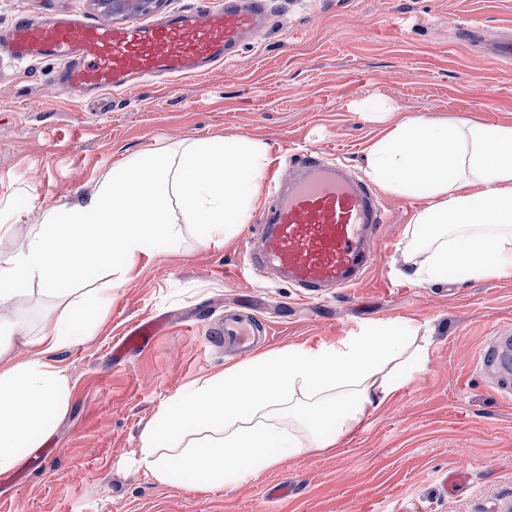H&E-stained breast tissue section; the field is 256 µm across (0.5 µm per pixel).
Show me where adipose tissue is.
Listing matches in <instances>:
<instances>
[{
  "instance_id": "obj_1",
  "label": "adipose tissue",
  "mask_w": 512,
  "mask_h": 512,
  "mask_svg": "<svg viewBox=\"0 0 512 512\" xmlns=\"http://www.w3.org/2000/svg\"><path fill=\"white\" fill-rule=\"evenodd\" d=\"M268 164L259 143L184 141L126 158L120 176L89 197L42 212L0 267L1 309L30 284L54 299L24 361L5 357L23 317L0 318V473L13 470L69 407L71 379L58 357L89 336L91 307L108 302L107 291L92 295L82 283L101 269L125 279L147 245L176 243L174 204L199 246L231 240L258 206ZM365 174L384 194L421 200L411 244L424 258L408 260V277L425 283L447 269L473 280L512 275V124L398 119L369 146ZM427 361V346L408 349L392 321L315 349L260 355L170 398L140 434L139 462L162 485L190 473L248 478L336 447Z\"/></svg>"
}]
</instances>
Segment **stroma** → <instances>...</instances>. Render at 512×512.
<instances>
[{"label":"stroma","mask_w":512,"mask_h":512,"mask_svg":"<svg viewBox=\"0 0 512 512\" xmlns=\"http://www.w3.org/2000/svg\"><path fill=\"white\" fill-rule=\"evenodd\" d=\"M102 18L92 0H0V38L18 15ZM512 31V0H272L261 34L228 61L190 78H159L111 94L110 111L60 92L54 58L0 52V238L7 261L43 210L89 196L124 159L182 140L241 137L264 145L267 175L300 150L363 177L385 130L350 103L386 100L403 116L512 123V64L488 45ZM385 222L375 266L356 287L304 300L270 268L249 265L270 204L229 243L202 248L179 207L181 237L142 257L128 280L101 270L88 289L112 291L92 338L60 356L71 377L66 413L40 447L0 474V512H512V397L479 362L486 342L512 334V277L447 271L419 284L402 273L416 198L380 195ZM241 303L270 327L266 352L317 347L385 320L429 342L425 369L337 448L288 459L244 480L162 485L135 463L140 433L186 384L236 364L207 329ZM168 324L143 350L114 349L140 319ZM462 485L444 488L446 475ZM288 482L286 496L271 489Z\"/></svg>","instance_id":"obj_1"}]
</instances>
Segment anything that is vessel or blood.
<instances>
[{
  "instance_id": "b4317fda",
  "label": "vessel or blood",
  "mask_w": 512,
  "mask_h": 512,
  "mask_svg": "<svg viewBox=\"0 0 512 512\" xmlns=\"http://www.w3.org/2000/svg\"><path fill=\"white\" fill-rule=\"evenodd\" d=\"M267 0H220L216 6L160 21L114 25L106 20L53 17L36 21L19 16L7 48L20 60L47 55L62 59L57 87L65 93L98 96L124 92L145 80L179 77L230 59L243 41L263 30ZM300 171L279 181L274 202L261 226V245L252 264L278 271L305 299L355 287L377 259L375 246L384 222L374 192L322 152L305 156ZM162 327L141 319L124 339L123 350L144 348ZM266 323L250 308L225 309L208 329V340L240 353L267 335ZM507 336L493 337L481 353L485 368L504 361Z\"/></svg>"
}]
</instances>
